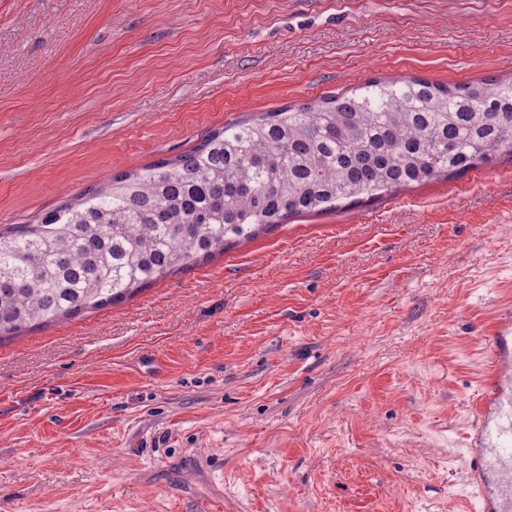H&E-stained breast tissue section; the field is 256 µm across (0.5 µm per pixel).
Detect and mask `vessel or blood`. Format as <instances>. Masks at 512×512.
Returning <instances> with one entry per match:
<instances>
[{"instance_id":"1","label":"vessel or blood","mask_w":512,"mask_h":512,"mask_svg":"<svg viewBox=\"0 0 512 512\" xmlns=\"http://www.w3.org/2000/svg\"><path fill=\"white\" fill-rule=\"evenodd\" d=\"M512 323L501 322L489 350L494 377L489 384L470 451L469 471L485 512H512V354L507 338ZM496 488H487L489 474Z\"/></svg>"}]
</instances>
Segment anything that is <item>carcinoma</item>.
Here are the masks:
<instances>
[{"mask_svg": "<svg viewBox=\"0 0 512 512\" xmlns=\"http://www.w3.org/2000/svg\"><path fill=\"white\" fill-rule=\"evenodd\" d=\"M512 151V81L372 79L225 124L0 228V336L119 303L289 217L464 174Z\"/></svg>", "mask_w": 512, "mask_h": 512, "instance_id": "1", "label": "carcinoma"}]
</instances>
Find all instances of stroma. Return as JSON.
Here are the masks:
<instances>
[{
	"mask_svg": "<svg viewBox=\"0 0 512 512\" xmlns=\"http://www.w3.org/2000/svg\"><path fill=\"white\" fill-rule=\"evenodd\" d=\"M512 77V0H0V225L225 123ZM512 153L0 339V512H476Z\"/></svg>",
	"mask_w": 512,
	"mask_h": 512,
	"instance_id": "obj_1",
	"label": "stroma"
}]
</instances>
